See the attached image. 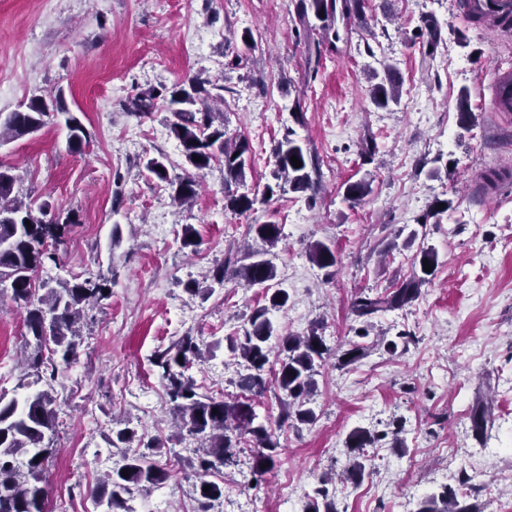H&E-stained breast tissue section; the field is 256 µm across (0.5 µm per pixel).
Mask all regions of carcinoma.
I'll use <instances>...</instances> for the list:
<instances>
[{"instance_id": "obj_1", "label": "carcinoma", "mask_w": 512, "mask_h": 512, "mask_svg": "<svg viewBox=\"0 0 512 512\" xmlns=\"http://www.w3.org/2000/svg\"><path fill=\"white\" fill-rule=\"evenodd\" d=\"M301 16L308 12L322 22V40L333 43L340 40L336 30V16L345 21L358 10L357 0H299ZM377 83L372 85L374 102L386 108L400 98V84L390 66H383V74H373ZM206 81L199 78L180 82L171 87L152 88L136 96L126 105L131 114L142 117L155 111L157 101L167 107L176 118L171 130L179 141L185 162L192 172L172 177L162 160L153 157L146 170L157 180L168 184L173 198L186 203L197 194L195 174L219 160L224 165V189L227 207L235 213L254 209L257 199L230 192L229 183L245 176V155L251 152L246 140L225 137L224 113L215 112L208 105L211 94ZM65 116L69 131V148L82 151L87 142V131L81 120L66 107L61 91L49 90L36 97L22 112H11L0 118V141L19 138L39 131L50 113ZM201 158L196 162L193 157ZM296 156L302 166L296 168L291 157ZM275 186L265 191L274 192L287 184L294 191L312 187L309 158L303 148L285 134L275 147ZM21 176L13 168L0 165V301L10 297L16 308L25 313L27 338L21 365L22 379L17 388L27 390L21 397L5 399L0 394V512H48V491L43 473L46 464L56 452L53 438L59 426L60 405L52 382L78 359L82 342L81 319L86 307L108 298L104 294L107 280L60 281L51 286L36 282V272L45 261L54 260L55 251L65 244L68 228L74 218L48 217V205L34 207V201L20 195ZM251 229L268 247L273 248L281 238L279 225L268 222L253 224ZM309 257L321 268L336 265V253L329 246L317 242L311 246ZM429 273L421 271L385 295L371 297L361 294L352 303L358 317H369L379 312L401 309L419 295ZM276 278L271 260L262 259L248 264L239 263L231 251L224 263L213 274L219 284L242 283L251 288L265 289L266 304L255 309L243 334L230 341L234 357L245 363L246 373L239 375L238 385L254 395L266 389V374L270 359L278 369L275 382L279 390L282 413L279 424L296 421L312 424L316 420L309 404L317 390L318 368L327 359L336 356L324 336L315 326L305 336L278 333L269 317L272 310H284L288 305L287 291L269 288ZM201 357L198 345L189 336L158 353L155 365L161 369V379L169 400L173 403L172 417L182 431L196 437L197 457L190 463L196 471L199 512H209L212 502L224 497V485L205 479L220 466L234 465L237 455L250 452L252 471L264 475L275 467L279 442L274 438L272 426L258 420L249 400L215 399L197 392L195 382L186 375L192 359ZM45 383L46 388L30 391ZM135 431L119 429L112 436L111 445L122 449L121 468L104 474L95 488L98 504L104 512H132L126 506L125 496L135 489L150 490L170 478V471L151 456L131 448ZM378 439L367 431L350 435L351 447L356 454L346 470V478L361 480L372 471V459L364 448ZM128 476H122V471ZM326 481L314 490L304 512H336L333 500L328 498ZM210 486L205 491L203 487ZM419 512H481L474 505L462 504L453 491L445 490L424 501Z\"/></svg>"}]
</instances>
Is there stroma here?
<instances>
[{
    "mask_svg": "<svg viewBox=\"0 0 512 512\" xmlns=\"http://www.w3.org/2000/svg\"><path fill=\"white\" fill-rule=\"evenodd\" d=\"M297 2L55 0L48 10L42 0H0V113L59 89L90 134L73 152L53 114L38 132L0 144V165L26 173L24 192L53 214L76 215L57 261L39 275L54 283L101 275L112 288L86 309L79 358L55 384L61 425L44 473L51 506L96 512L93 488L121 464L109 437L127 427L158 440L154 458L172 471L153 492H133V512H197L189 466L197 442L172 428L153 359L193 337L202 357L189 373L200 393L238 395L243 368L229 339L242 335L264 291L219 286L211 275L228 246L245 245L272 260L289 295L270 314L281 334L316 326L331 348L360 342L366 354L321 368L317 418L283 428L273 472L254 475L243 457L211 473L224 485L211 512H304L323 478L337 512H418L446 487L482 512H512V111L488 108L499 81L512 79V29L471 19L468 0H364L343 41L315 52L304 31L318 21H303ZM429 18L441 34L431 54L421 34ZM230 51L242 52L239 67H229ZM386 63L401 98L382 108L370 76ZM194 78L223 97L227 137L247 139L252 153L242 182L225 184L222 163L212 162L195 199L179 206L145 168L157 156L170 175L185 167L172 113L161 106L140 118L126 106ZM463 91L465 123L456 109ZM288 132L316 163L313 186L262 202L273 148ZM492 169L508 177L488 192L482 176ZM359 180L370 193L346 198V184ZM228 191L256 198L254 211L227 209ZM440 200L448 212L436 213ZM266 222L282 228L272 249L252 230ZM188 227L197 248L183 244ZM317 242L335 251L336 266L311 262ZM424 246L439 264L417 300L372 318L352 313L359 294L408 279ZM25 332L22 314L1 306L0 393L19 381ZM399 335L408 343L396 352L377 343ZM479 399L493 421L482 441L470 419ZM357 429L387 437L373 450V472L343 482Z\"/></svg>",
    "mask_w": 512,
    "mask_h": 512,
    "instance_id": "1",
    "label": "stroma"
}]
</instances>
